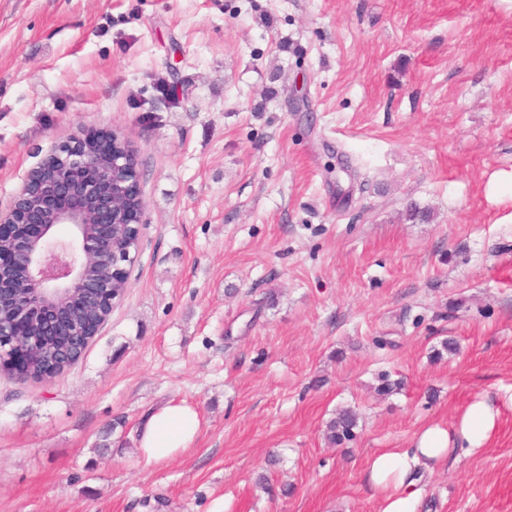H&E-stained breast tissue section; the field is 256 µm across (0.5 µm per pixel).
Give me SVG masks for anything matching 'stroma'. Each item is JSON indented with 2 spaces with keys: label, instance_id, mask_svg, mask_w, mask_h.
Here are the masks:
<instances>
[{
  "label": "stroma",
  "instance_id": "35a3bbf8",
  "mask_svg": "<svg viewBox=\"0 0 512 512\" xmlns=\"http://www.w3.org/2000/svg\"><path fill=\"white\" fill-rule=\"evenodd\" d=\"M83 130L137 151L139 258L69 370L0 372V512H381L372 458L480 397L423 512H512V0H0V210ZM199 426L196 413L187 406L171 405L155 413L145 424L140 448L149 459L162 460L180 448H188ZM358 413L350 408L340 409L327 424V438L332 444L341 445L355 437L358 427Z\"/></svg>",
  "mask_w": 512,
  "mask_h": 512
}]
</instances>
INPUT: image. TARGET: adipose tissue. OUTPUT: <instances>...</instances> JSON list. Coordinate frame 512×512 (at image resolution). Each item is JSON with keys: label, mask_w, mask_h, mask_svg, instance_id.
Here are the masks:
<instances>
[{"label": "adipose tissue", "mask_w": 512, "mask_h": 512, "mask_svg": "<svg viewBox=\"0 0 512 512\" xmlns=\"http://www.w3.org/2000/svg\"><path fill=\"white\" fill-rule=\"evenodd\" d=\"M496 418L495 407L478 398L468 405L453 429L427 428L415 438L412 447L393 448L377 455L369 467V481L382 497V512H418V471L446 464L455 448L470 452L483 448L494 432ZM198 426L197 415L189 407H165L145 424L140 446L150 459L169 458L190 445Z\"/></svg>", "instance_id": "obj_1"}]
</instances>
